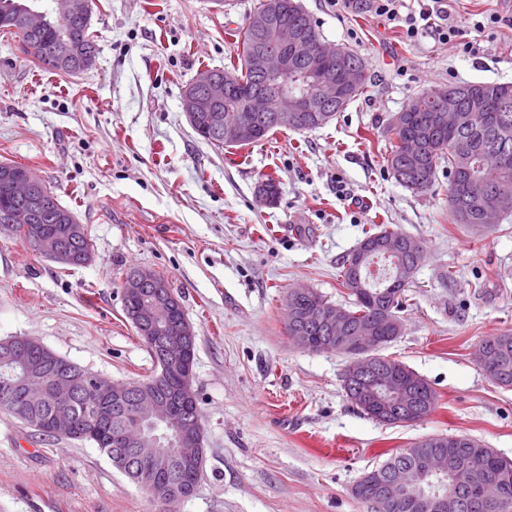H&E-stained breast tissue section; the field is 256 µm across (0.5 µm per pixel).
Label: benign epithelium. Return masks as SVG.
I'll use <instances>...</instances> for the list:
<instances>
[{
	"label": "benign epithelium",
	"instance_id": "obj_1",
	"mask_svg": "<svg viewBox=\"0 0 512 512\" xmlns=\"http://www.w3.org/2000/svg\"><path fill=\"white\" fill-rule=\"evenodd\" d=\"M278 14V0H272L269 12L255 17V24L267 34L274 49L254 53L253 69L265 85L247 101L237 120H224V86L231 82L232 77H219L209 70H202L195 76L182 99V111L195 133L207 136L215 132L226 145L246 143L254 138L260 120L269 117L282 126H288L293 124L295 113L319 112L322 103L347 96L354 74L342 48H336L333 56L317 53L300 30L285 21L276 20ZM51 15L70 31L76 21L89 23L90 3L88 0H52L49 9L44 11L29 7L12 16L11 28L33 37ZM43 55L66 70H87L95 61L92 54L79 52L74 39L44 48ZM465 93L462 87L435 90V95L444 103L435 120L448 127L450 132L466 125V114L459 108V101ZM265 112L269 116H263ZM0 185L7 192L21 197V201L6 211L0 220L9 226H22L42 254L61 264L73 262L76 257L74 249L80 247L85 237L84 228L80 224H67L65 232L60 233L45 225L46 220L53 218L55 208L54 201L44 195L42 181L27 168H5L0 171ZM372 249L396 254L405 249L412 254L416 264L422 255L415 245L405 246L399 238L366 242L359 249L358 258L347 265V277L356 286L365 282L362 260L364 254ZM124 292L131 299V317L143 338L156 347L167 367L184 375L178 398L186 404H196L191 373L195 332L186 314L151 270L138 268L125 282ZM319 317L330 330L324 348L350 357L344 372V385L352 388L353 401L361 405L376 400L401 424L420 421L406 402L411 388L408 377L387 367L386 360L376 354L378 337L348 335L349 312L338 305L322 303ZM20 342L21 339L16 337L0 340L1 364H14ZM476 354L486 375L495 384L505 385V375L489 350L481 346L476 348ZM54 361L53 352L43 351L37 364L22 368L14 381V389L25 399L44 396L53 399L56 407L50 418V430L56 436L68 437L72 431L69 401L86 380L77 373L55 367ZM94 389L104 400L112 398L119 401L127 395L135 399L136 411L131 415L133 429L115 438L119 446L135 448L140 458L161 464L163 460L157 454L159 436L152 430L159 425L173 427L178 430L183 445L181 464L201 470L205 452L202 430L198 427L184 428L176 422L171 403L158 398L152 386L111 385L106 381L95 384ZM431 474L439 480L451 479L452 487L448 491L436 488L422 491L416 500L419 512H458L461 507L458 491L462 488L473 489L476 501L482 507L501 512L504 496L498 480L483 475L471 463L468 454L454 448L438 453L431 462L421 461L412 467L397 468L390 477L387 490L374 489L376 479L367 474L354 489V494L369 500L374 512H393L397 503L407 497L410 487ZM187 493L185 487L165 483L158 475L150 485V495L159 503L183 499Z\"/></svg>",
	"mask_w": 512,
	"mask_h": 512
}]
</instances>
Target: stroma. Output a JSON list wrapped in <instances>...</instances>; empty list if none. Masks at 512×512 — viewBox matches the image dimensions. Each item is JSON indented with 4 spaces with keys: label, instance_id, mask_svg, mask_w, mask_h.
<instances>
[{
    "label": "stroma",
    "instance_id": "35a3bbf8",
    "mask_svg": "<svg viewBox=\"0 0 512 512\" xmlns=\"http://www.w3.org/2000/svg\"><path fill=\"white\" fill-rule=\"evenodd\" d=\"M257 0H94V65L66 75L31 63L0 31V162L41 178L88 229L93 260L71 270L0 230V339L28 336L113 382L153 361L123 311L125 269L164 275L196 331L193 390L206 462L195 494L159 506L88 441L48 437L0 411V512H368L366 471L411 443L467 436L512 458V387L475 346L512 331V223L448 220V170L428 190L399 184L382 132L412 96L461 82L512 83V30L490 52L456 53L376 14L371 0H301L323 40L359 54L372 88L327 126L278 130L226 149L181 107L198 71L236 62ZM276 206H258L265 176ZM421 241L401 336L382 348L435 390L410 425H382L347 400L349 359L296 347L289 289L349 306L340 261L370 227Z\"/></svg>",
    "mask_w": 512,
    "mask_h": 512
}]
</instances>
